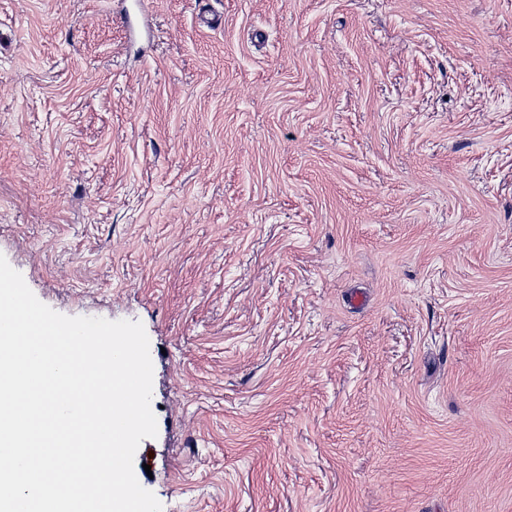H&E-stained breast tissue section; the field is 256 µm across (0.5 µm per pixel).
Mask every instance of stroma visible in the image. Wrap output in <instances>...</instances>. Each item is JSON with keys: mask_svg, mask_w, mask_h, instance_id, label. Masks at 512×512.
Listing matches in <instances>:
<instances>
[{"mask_svg": "<svg viewBox=\"0 0 512 512\" xmlns=\"http://www.w3.org/2000/svg\"><path fill=\"white\" fill-rule=\"evenodd\" d=\"M0 0V254L141 321L163 512H512V0Z\"/></svg>", "mask_w": 512, "mask_h": 512, "instance_id": "1", "label": "stroma"}]
</instances>
